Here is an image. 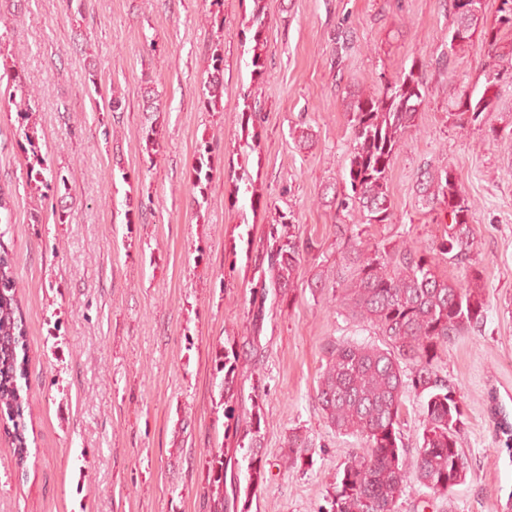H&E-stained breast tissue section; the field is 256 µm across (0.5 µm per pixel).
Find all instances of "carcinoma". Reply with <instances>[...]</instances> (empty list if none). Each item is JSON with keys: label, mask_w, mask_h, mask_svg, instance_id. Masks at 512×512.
I'll list each match as a JSON object with an SVG mask.
<instances>
[{"label": "carcinoma", "mask_w": 512, "mask_h": 512, "mask_svg": "<svg viewBox=\"0 0 512 512\" xmlns=\"http://www.w3.org/2000/svg\"><path fill=\"white\" fill-rule=\"evenodd\" d=\"M248 33L252 42L253 74L265 73L267 31L270 14L268 0H252ZM455 18L448 35V53L480 33L488 47V86L512 77V58L499 52L501 33L512 31V0H500L493 19L485 16V0H451ZM224 57L216 47L211 55L213 72L202 92L205 109H220L223 84L220 73ZM18 111L29 115L36 111L35 96L20 75H15ZM423 85L414 70L383 85L373 95L358 92L346 103L352 128L353 145L345 167L344 183L349 189L332 202L339 211L358 215L356 225L388 224L392 200L389 171L397 150L415 125L425 100ZM484 96L463 92L451 101L448 118L463 128L482 114ZM261 112L244 102L242 124L251 141H258ZM31 151L26 160L29 175L45 187L62 177L35 147L36 133L30 126L24 133ZM416 195L423 208L445 206L450 217L446 234L436 245V255L427 249L387 246L369 247L361 233L340 230L338 246L342 258L354 269L352 279L336 300L347 305L352 316L375 328L384 338V346L333 341L326 348V366L315 388V401L328 426L336 433L359 441L352 449L330 497L328 512H396L397 502L409 479L446 496L466 481L468 467L459 431L463 412L455 390L433 370L439 349L454 336H462L483 323L487 300L482 270L466 269L464 279L451 281L437 273L436 256L459 264L468 259L475 243L472 203L451 168H425L416 179ZM308 246L295 233V217L281 215L270 228L266 249L258 272L270 275L271 287L293 293L301 278ZM14 260L0 246V420L12 423L8 435L17 449L19 461L26 457V437L22 426V387L25 378L18 364V351H26V330L16 295ZM238 352L224 349V397L234 394ZM412 365L411 384L426 395L421 442L411 463L400 434L405 367ZM259 407H253L239 441L247 448L249 460L245 478L228 475L220 455L212 454L218 466L211 484L210 512H249L250 498L264 484L265 471L257 457L254 435L261 423ZM230 486L231 492L224 491Z\"/></svg>", "instance_id": "1"}]
</instances>
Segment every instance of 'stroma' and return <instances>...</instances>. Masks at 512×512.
Segmentation results:
<instances>
[{
  "mask_svg": "<svg viewBox=\"0 0 512 512\" xmlns=\"http://www.w3.org/2000/svg\"><path fill=\"white\" fill-rule=\"evenodd\" d=\"M267 73L251 75L243 31L251 0H0L17 48L0 69V246L15 261L26 326L18 464L0 432V512H210V449L232 408L260 405L267 480L250 512H326L355 438L330 429L314 400L333 341L381 344L336 299L343 187L352 148L351 93H378L419 63L427 97L393 159L390 223L369 243L435 246L448 222L416 199L421 168H452L474 205L486 284L482 324L442 346L434 369L464 413L466 481L442 497L406 486L397 512H512V452L493 409L512 415V79L487 87L480 37L448 52V0H269ZM221 47L223 108L202 88ZM37 91L42 156L66 186L28 184L10 70ZM154 90L161 112L147 111ZM492 104L462 130L448 119L461 91ZM119 97L116 112L101 99ZM265 117L256 149L239 123L244 99ZM308 128L309 144L295 132ZM248 172L253 194L236 193ZM290 213L310 245L291 296L262 288L255 265L270 224ZM321 287H312L314 279ZM263 298L260 322L253 300ZM244 345L237 395L224 399V349ZM308 446L292 464L288 439Z\"/></svg>",
  "mask_w": 512,
  "mask_h": 512,
  "instance_id": "obj_1",
  "label": "stroma"
}]
</instances>
